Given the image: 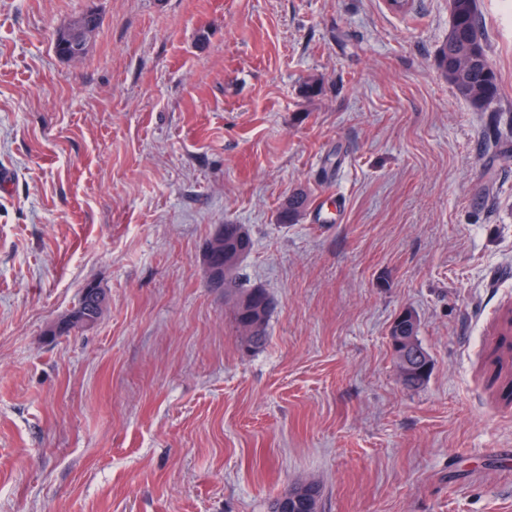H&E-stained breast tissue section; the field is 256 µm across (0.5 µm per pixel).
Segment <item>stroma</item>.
I'll list each match as a JSON object with an SVG mask.
<instances>
[{
	"label": "stroma",
	"instance_id": "35a3bbf8",
	"mask_svg": "<svg viewBox=\"0 0 512 512\" xmlns=\"http://www.w3.org/2000/svg\"><path fill=\"white\" fill-rule=\"evenodd\" d=\"M479 8L484 111L437 67L448 0H0V512H270L302 482L320 512H512V13ZM227 224L256 350L202 262ZM89 282L104 318L49 336ZM309 205L308 196L299 191L288 198L279 212V220L283 224H293ZM245 234L246 252L240 256L243 244L238 232ZM224 238L221 252L224 254L221 262L214 267L224 281V295L232 296L234 303V321L242 333L245 349H258L266 342V322L270 311V302L266 293L258 288H239L235 277L236 270L242 258L250 250L251 242L240 224L224 225V237L220 235L217 240ZM216 240V241H217ZM215 241V242H216ZM214 242V243H215ZM248 254V253H247ZM257 294L256 300L253 296ZM267 303L262 305V302Z\"/></svg>",
	"mask_w": 512,
	"mask_h": 512
}]
</instances>
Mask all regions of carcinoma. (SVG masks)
<instances>
[{
    "label": "carcinoma",
    "instance_id": "carcinoma-1",
    "mask_svg": "<svg viewBox=\"0 0 512 512\" xmlns=\"http://www.w3.org/2000/svg\"><path fill=\"white\" fill-rule=\"evenodd\" d=\"M450 22L446 37L437 54V66L457 96L478 109L489 108L500 100L501 88L498 76L489 60L487 41L478 0H449ZM309 205L308 196L299 191L288 198L279 212L283 224L294 223ZM240 224L224 225V246L221 252L224 261L214 267L224 281V295L234 300V321L242 333L246 349H258L266 342V322L270 304L268 296L258 288H241L235 277L242 260L241 251L250 247V239L242 240L238 232ZM101 288L89 284L79 296L77 304L53 327L52 334L63 335L73 330L94 327L104 316L107 306L97 301ZM412 326V312L399 314L390 327L391 341H400ZM431 369V358L424 359L414 367L413 376L402 378L409 386H419L427 381ZM297 494L288 500V512H312L307 506L309 500L319 502L320 491L313 484H296ZM314 493L308 498V493Z\"/></svg>",
    "mask_w": 512,
    "mask_h": 512
}]
</instances>
